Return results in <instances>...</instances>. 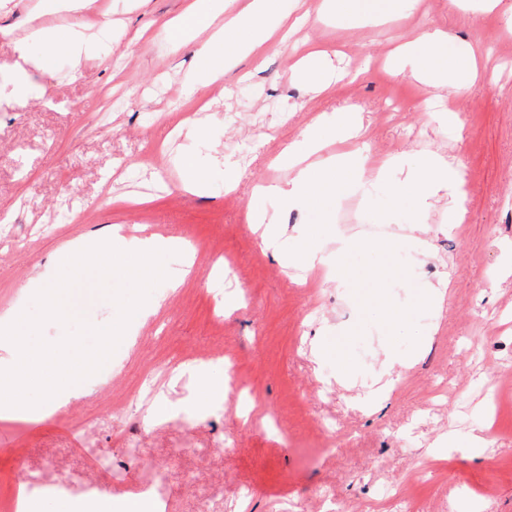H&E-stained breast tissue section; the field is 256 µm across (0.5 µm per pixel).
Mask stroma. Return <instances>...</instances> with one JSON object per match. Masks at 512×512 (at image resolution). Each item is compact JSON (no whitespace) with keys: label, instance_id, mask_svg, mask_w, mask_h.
<instances>
[{"label":"stroma","instance_id":"1","mask_svg":"<svg viewBox=\"0 0 512 512\" xmlns=\"http://www.w3.org/2000/svg\"><path fill=\"white\" fill-rule=\"evenodd\" d=\"M183 4L98 0L111 30L81 58L58 52L50 70H32L42 96L0 106V209L12 212L0 224V314L30 308V281H52L73 238L122 224L127 236H178L187 247L165 262L180 285L156 286V314L78 397L35 422L0 419V508L23 478L67 476L70 490L36 497L37 512L84 501L90 480L115 501L149 489L167 512H396L385 488L409 494L412 512H512V394L492 407L497 381L512 380V276L502 275L512 266V0L490 11L465 0L479 14L470 25L448 0H362L349 27L321 12V0H282V14L309 13L308 24L262 57H239L198 101L182 95L184 74L201 66L193 45L176 50L160 34ZM429 27L447 31L450 54L493 50L489 77L457 103L464 127L428 120L415 108L427 87L386 63ZM136 31L145 37L131 52L114 51ZM309 41L339 67L367 60L363 75L314 93L292 74ZM348 112L362 113L372 158L400 154L401 170L382 179L365 170L332 203L288 209L254 195L265 180L291 178L277 157L311 117L331 128ZM188 120L205 127L212 155L240 164L237 191H225L217 168L204 196L182 190L179 160L195 141L160 135ZM151 148L150 168L141 156ZM432 152L459 160L468 183L466 219L451 231L446 201L422 220L416 195L400 190L402 169ZM131 196L143 204L129 205ZM258 209L283 226L278 251L264 249L251 225ZM354 220L412 235L395 251L364 237L345 258L348 286L313 273L290 279L279 254L308 236L328 244L332 229ZM375 267L389 277L373 281ZM443 279L442 305L425 302L424 289ZM228 291L242 302L225 312ZM384 296L406 314L398 328L382 317ZM72 304L94 326L117 316L87 282ZM221 352L236 358L247 397L199 404L197 381L180 366L223 373ZM393 352L403 362L391 368ZM340 360L350 367L342 381ZM385 384L379 410L360 405ZM477 432L489 441L482 460L467 453Z\"/></svg>","mask_w":512,"mask_h":512}]
</instances>
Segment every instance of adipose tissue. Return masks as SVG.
Masks as SVG:
<instances>
[{"label":"adipose tissue","instance_id":"1","mask_svg":"<svg viewBox=\"0 0 512 512\" xmlns=\"http://www.w3.org/2000/svg\"><path fill=\"white\" fill-rule=\"evenodd\" d=\"M210 0H191L185 15L177 22L167 23L163 35L173 46H181L190 39L192 30L211 25ZM45 8L51 13L77 14L81 23L66 29L53 26L32 28L28 38L9 39L7 45L17 56L20 65L13 81L12 94L17 105L23 106L34 96L28 79L29 68L48 69L50 54L56 50L80 55L87 44L85 23L91 15L93 0H46ZM281 0H249L248 4L233 18L225 22L223 29L207 40L198 42L196 51L202 61L200 71L192 74L188 85L198 90L208 86L224 74L226 67L242 55L263 53L270 42L286 43L287 35L276 34L269 20L279 14ZM447 35L438 28L422 30L415 41L399 46L396 51L395 74L407 73L429 86L430 97L420 103L419 108L429 113L432 120L444 119L460 123L456 110L457 98L468 95L472 83L463 75L465 68H477V61L463 62L450 55ZM366 130L358 115L345 117L334 132H326L321 117H314L304 132L302 149L288 148L284 158L295 174L286 185L273 186L284 207L290 208L317 201H332L344 195L362 177L368 159L364 141ZM348 143L347 151L330 157L321 152L328 138ZM406 185L417 188L422 199H430L438 193L449 196L451 206L448 221L463 223L467 214V193L460 162L437 154L426 155L419 167L407 173ZM357 241L344 231H335L330 246L321 247L306 243L301 249L285 255V262L306 270L315 266L327 270L329 278L336 284H344L349 278L345 266V255L355 248Z\"/></svg>","mask_w":512,"mask_h":512}]
</instances>
